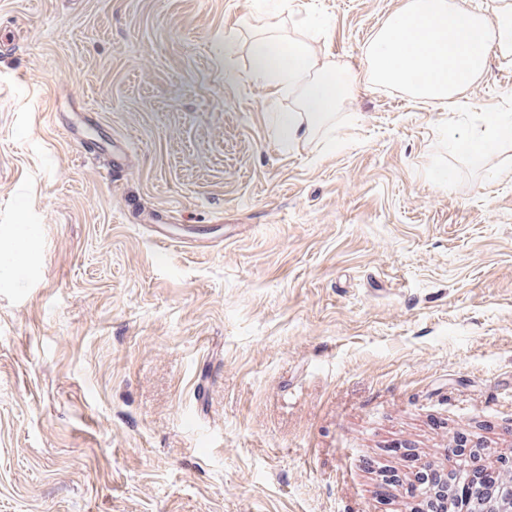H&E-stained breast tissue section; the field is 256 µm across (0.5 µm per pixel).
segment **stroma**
Returning <instances> with one entry per match:
<instances>
[{"instance_id":"obj_1","label":"stroma","mask_w":512,"mask_h":512,"mask_svg":"<svg viewBox=\"0 0 512 512\" xmlns=\"http://www.w3.org/2000/svg\"><path fill=\"white\" fill-rule=\"evenodd\" d=\"M402 3L0 0V512H417L512 460V143L451 146L512 65L292 145L251 74L268 22L362 73Z\"/></svg>"}]
</instances>
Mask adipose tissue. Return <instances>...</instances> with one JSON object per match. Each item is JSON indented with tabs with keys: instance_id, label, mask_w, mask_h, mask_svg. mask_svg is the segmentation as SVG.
I'll return each mask as SVG.
<instances>
[{
	"instance_id": "1",
	"label": "adipose tissue",
	"mask_w": 512,
	"mask_h": 512,
	"mask_svg": "<svg viewBox=\"0 0 512 512\" xmlns=\"http://www.w3.org/2000/svg\"><path fill=\"white\" fill-rule=\"evenodd\" d=\"M512 56V0H404L366 49L368 67L356 76L319 59L299 41L270 35L252 47V74L268 92L299 90L304 109L280 116L285 142L310 137L345 97L383 85L423 101L454 103L480 78L491 53Z\"/></svg>"
}]
</instances>
